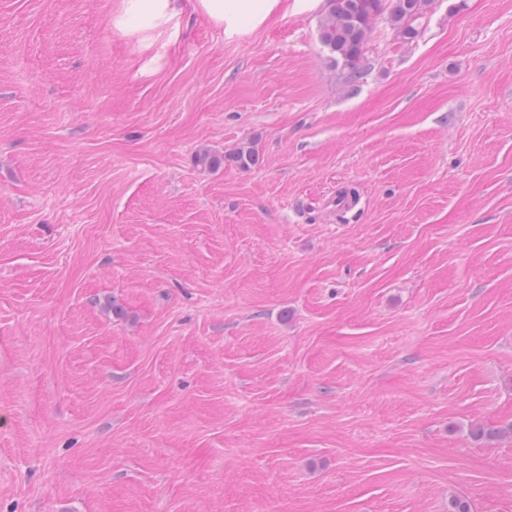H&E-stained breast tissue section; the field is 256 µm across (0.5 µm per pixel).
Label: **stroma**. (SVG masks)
Segmentation results:
<instances>
[{
	"instance_id": "1",
	"label": "stroma",
	"mask_w": 512,
	"mask_h": 512,
	"mask_svg": "<svg viewBox=\"0 0 512 512\" xmlns=\"http://www.w3.org/2000/svg\"><path fill=\"white\" fill-rule=\"evenodd\" d=\"M123 6L0 0V512H512V0ZM124 5L115 24L130 32H144L166 25L179 17L182 10V0H124ZM197 8L217 24L224 26V20L237 23L242 18L261 22L271 11L277 0H196ZM253 1H262L255 3ZM434 0H328L319 25V41L349 82L361 77L362 61L376 20L385 18L404 39L419 35L417 23Z\"/></svg>"
}]
</instances>
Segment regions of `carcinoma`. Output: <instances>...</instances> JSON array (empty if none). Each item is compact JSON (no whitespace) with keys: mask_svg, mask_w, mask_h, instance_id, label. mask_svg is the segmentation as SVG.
<instances>
[{"mask_svg":"<svg viewBox=\"0 0 512 512\" xmlns=\"http://www.w3.org/2000/svg\"><path fill=\"white\" fill-rule=\"evenodd\" d=\"M434 0H328L319 25V41L335 63L348 71V79L356 83L362 73V61L376 20L386 19L404 39L419 35L417 23ZM240 169H249L258 161L254 147L243 146L230 156ZM471 434L481 440L512 437V427L484 428L475 426Z\"/></svg>","mask_w":512,"mask_h":512,"instance_id":"1","label":"carcinoma"}]
</instances>
